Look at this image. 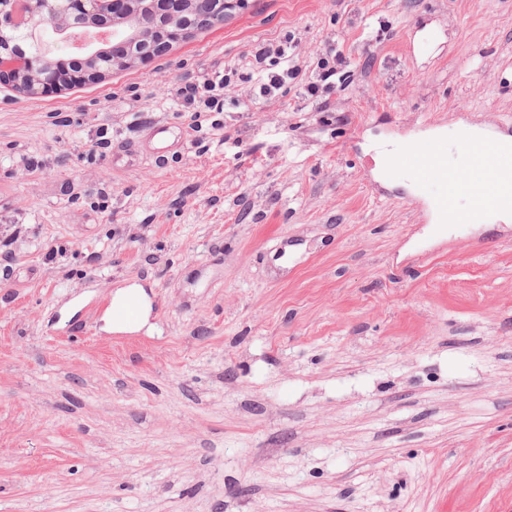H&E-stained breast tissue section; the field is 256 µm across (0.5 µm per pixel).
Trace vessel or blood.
Masks as SVG:
<instances>
[{"label": "vessel or blood", "instance_id": "obj_1", "mask_svg": "<svg viewBox=\"0 0 512 512\" xmlns=\"http://www.w3.org/2000/svg\"><path fill=\"white\" fill-rule=\"evenodd\" d=\"M452 154L468 160V167L451 164ZM410 168L418 173L413 198L432 219L447 221L467 195L512 214V126L500 124L480 138L457 136L448 143L433 137L409 140L389 154L381 178L396 181Z\"/></svg>", "mask_w": 512, "mask_h": 512}]
</instances>
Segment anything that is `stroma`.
<instances>
[{
	"instance_id": "35a3bbf8",
	"label": "stroma",
	"mask_w": 512,
	"mask_h": 512,
	"mask_svg": "<svg viewBox=\"0 0 512 512\" xmlns=\"http://www.w3.org/2000/svg\"><path fill=\"white\" fill-rule=\"evenodd\" d=\"M288 33L267 101L252 54ZM501 121L512 0H243L148 63L0 85V512H512V223L439 237L373 187L377 150ZM134 283L144 327L87 315ZM296 42L294 35L286 34L282 39L274 44H264L260 46L254 58L257 64H260L258 84L259 94L265 98H272L277 92L288 83V79H295L301 71L296 60ZM270 58L273 60V66H279L275 71L273 68H264L263 63ZM334 51V55H332ZM327 58H324L321 62L322 72L319 74L318 79L313 82H308L303 86L302 96L305 100L314 101L324 94H329L336 91L335 76L338 74L336 69V54L332 46L328 52H326ZM331 59V61H330Z\"/></svg>"
}]
</instances>
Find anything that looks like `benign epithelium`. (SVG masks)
Returning <instances> with one entry per match:
<instances>
[{"label":"benign epithelium","mask_w":512,"mask_h":512,"mask_svg":"<svg viewBox=\"0 0 512 512\" xmlns=\"http://www.w3.org/2000/svg\"><path fill=\"white\" fill-rule=\"evenodd\" d=\"M9 24L15 28L33 26V32L52 29L60 35L83 32L91 25L98 33L115 35V27L132 22L131 30L112 52L109 65L126 67L148 61L170 44L188 37L193 32V22L218 23L208 17L204 5H218L230 9L234 0H9ZM59 67L67 72L60 79L58 72L43 63V56H15L0 51V84L13 82L28 85L27 93H43L60 89L64 82L80 83L104 76L100 69L84 68L70 71L67 60H58Z\"/></svg>","instance_id":"7a95c632"}]
</instances>
